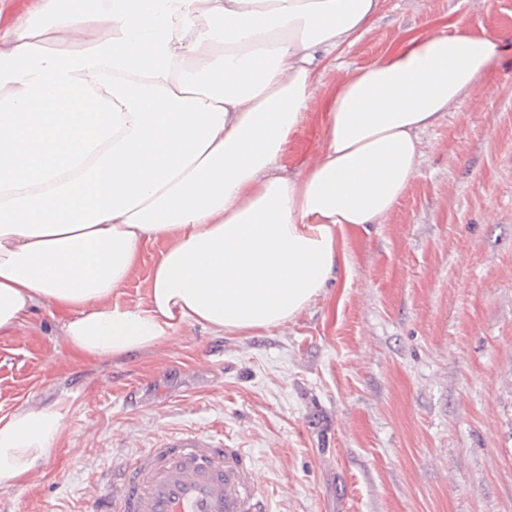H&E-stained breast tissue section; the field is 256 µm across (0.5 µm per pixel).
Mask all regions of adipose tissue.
Listing matches in <instances>:
<instances>
[{"label": "adipose tissue", "instance_id": "1", "mask_svg": "<svg viewBox=\"0 0 512 512\" xmlns=\"http://www.w3.org/2000/svg\"><path fill=\"white\" fill-rule=\"evenodd\" d=\"M381 0H44L0 51V332L42 303L100 360L185 325H286L325 288L337 230L376 224L409 188L420 136L497 53L456 32L353 68L322 155L283 176L313 74L357 42ZM161 245L146 307L113 295ZM62 431L52 409L0 417V483L23 482Z\"/></svg>", "mask_w": 512, "mask_h": 512}]
</instances>
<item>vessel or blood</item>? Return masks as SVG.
I'll return each instance as SVG.
<instances>
[{
    "instance_id": "1",
    "label": "vessel or blood",
    "mask_w": 512,
    "mask_h": 512,
    "mask_svg": "<svg viewBox=\"0 0 512 512\" xmlns=\"http://www.w3.org/2000/svg\"><path fill=\"white\" fill-rule=\"evenodd\" d=\"M85 512H271V503L242 449L186 433L112 461Z\"/></svg>"
}]
</instances>
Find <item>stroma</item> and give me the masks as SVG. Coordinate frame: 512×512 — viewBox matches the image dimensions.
Here are the masks:
<instances>
[{
    "label": "stroma",
    "mask_w": 512,
    "mask_h": 512,
    "mask_svg": "<svg viewBox=\"0 0 512 512\" xmlns=\"http://www.w3.org/2000/svg\"><path fill=\"white\" fill-rule=\"evenodd\" d=\"M43 0H0V49ZM500 47L421 136L416 174L377 224H349L344 262L294 321L252 334L181 327L108 361L66 345L42 304L0 335V416L56 407L63 432L0 512H80L103 457L196 433L251 458L273 512H512V0H383L345 67L319 71L287 175L320 155L324 104L405 39L453 23ZM145 246L116 301L147 304Z\"/></svg>",
    "instance_id": "obj_1"
}]
</instances>
